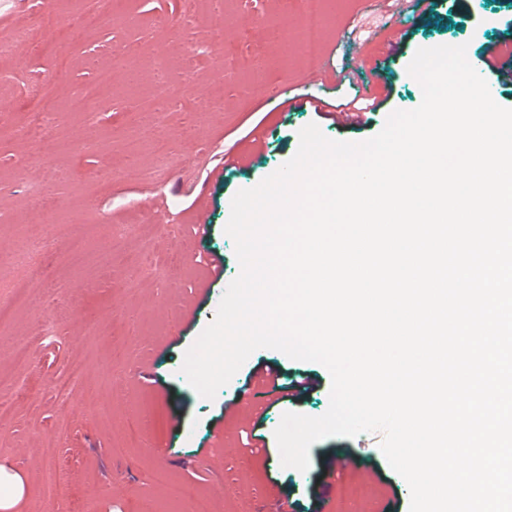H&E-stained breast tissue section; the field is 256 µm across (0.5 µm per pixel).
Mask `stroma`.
<instances>
[{"mask_svg":"<svg viewBox=\"0 0 512 512\" xmlns=\"http://www.w3.org/2000/svg\"><path fill=\"white\" fill-rule=\"evenodd\" d=\"M368 4L326 0L324 61L332 77L320 95L327 102L350 95L357 77L341 67L346 31L381 23ZM87 6L0 0V39L21 21L40 35L0 58V282L18 275L14 258L29 241L87 238L80 262L53 259L54 319L43 317L38 285L29 308L0 325V371L14 372L15 347L28 354L26 368L15 372V410L0 421V466L31 489L15 512H45L43 487L56 476L58 512H199L203 501L209 512H277L281 502L287 512H409V486L389 467L382 433L325 438L311 446L307 471L281 466L274 431L283 413L318 417L329 407L331 379L321 364L259 349L212 399L194 390L181 366L240 272L225 232L233 196L292 158L307 124L330 139L363 141L392 111L418 107L422 89L407 72L416 50L463 44L467 57L476 56L512 21V0H465L445 27L421 25L406 12L391 28L403 36L395 54L382 37L364 44L361 59L378 64L391 95L361 129L333 125L280 95L302 78L298 57L265 90L244 72L223 74L210 46L227 31L236 33L235 52L252 45L279 55L264 34L289 21L281 0L250 8L243 0H198L191 8L184 0H111L96 27L71 30L70 17ZM247 14L257 22L245 28ZM156 46L167 48L173 67L161 90L150 67ZM102 69L112 74L110 104L61 113L52 136L37 138L31 87L63 105ZM159 95L171 103L160 124L140 109ZM62 141L69 150L59 149ZM106 172L112 179L104 188ZM77 362L76 404L62 413L55 383ZM265 366L277 368L280 383L306 372L317 385L300 401L264 395L256 413H236L240 387ZM251 432L265 437L268 454L250 453ZM48 446L55 457H43ZM228 447L223 470H210L211 456ZM342 452L355 453L358 464L327 486ZM187 487L196 498L184 496Z\"/></svg>","mask_w":512,"mask_h":512,"instance_id":"obj_1","label":"stroma"}]
</instances>
